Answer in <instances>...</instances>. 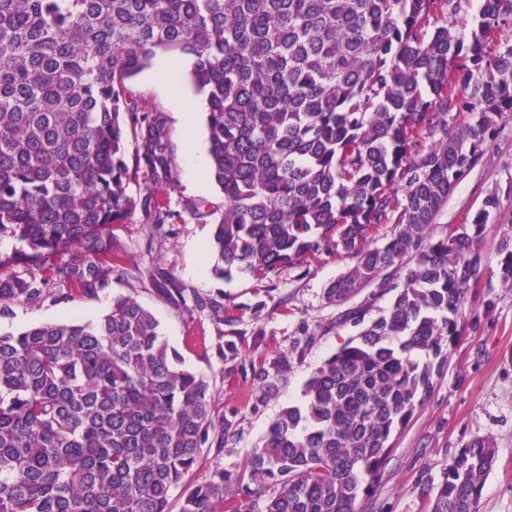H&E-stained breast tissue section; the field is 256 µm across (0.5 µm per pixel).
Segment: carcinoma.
Masks as SVG:
<instances>
[{
  "label": "carcinoma",
  "instance_id": "carcinoma-1",
  "mask_svg": "<svg viewBox=\"0 0 512 512\" xmlns=\"http://www.w3.org/2000/svg\"><path fill=\"white\" fill-rule=\"evenodd\" d=\"M0 0V321L47 298L94 297L124 254L111 228L159 188L174 157L162 115L126 82L159 52L192 60L224 195L213 274L265 278L326 250L355 264L336 305L378 284L388 310L315 369L304 403L269 425L241 467L216 468L180 512H356L393 435L434 389L477 281L495 195L462 231L432 226L512 112V0ZM137 146L127 153V137ZM152 181L139 201L138 172ZM383 224L394 234L379 245ZM414 266L393 276L407 255ZM512 288V242L497 249ZM186 304L174 277L157 282ZM224 323V293L192 297ZM276 360L253 370L273 392ZM231 423L132 297L96 321L0 333V512H169L173 488ZM493 441L445 466L428 512H478Z\"/></svg>",
  "mask_w": 512,
  "mask_h": 512
}]
</instances>
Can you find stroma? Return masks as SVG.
<instances>
[{
	"instance_id": "1",
	"label": "stroma",
	"mask_w": 512,
	"mask_h": 512,
	"mask_svg": "<svg viewBox=\"0 0 512 512\" xmlns=\"http://www.w3.org/2000/svg\"><path fill=\"white\" fill-rule=\"evenodd\" d=\"M161 63L154 58L130 88L142 106L166 120L175 168L161 196L170 219L158 227L141 210L131 211L112 229L126 253L127 274L113 275L93 298L17 307L12 321L0 329L14 331L72 317L94 321L121 295L133 296L156 316L184 367L206 378L215 412L232 423L233 436L224 448L208 440L182 486L172 490L170 510L179 512L186 487L209 478L215 468L242 464L283 408L302 403L311 372L356 329L339 324L343 308L329 304L324 295L328 283L352 266L351 258L318 252L263 279L236 274L222 281L213 276L211 232L224 213V197L206 175H192L184 164L191 142L201 166L210 163L203 97L190 73H183L182 88L194 103V113L177 110L160 77ZM490 195L498 196L500 206L479 244L478 285L459 311L462 333L448 346L432 396L394 437L379 479L370 495L360 497L357 512H423V490L437 484L444 465L478 437L492 439L496 448L479 512H512V288L500 280L496 253L501 239H512V112L498 120L483 156L449 194L436 217L434 237L460 227ZM201 200L207 203L202 216L191 208ZM157 270L172 274L187 292L223 293L234 323L219 325L189 315L159 293L152 280ZM228 340L239 349L231 363L217 351ZM277 358L287 360L289 368L274 376V394L260 397L253 369Z\"/></svg>"
}]
</instances>
